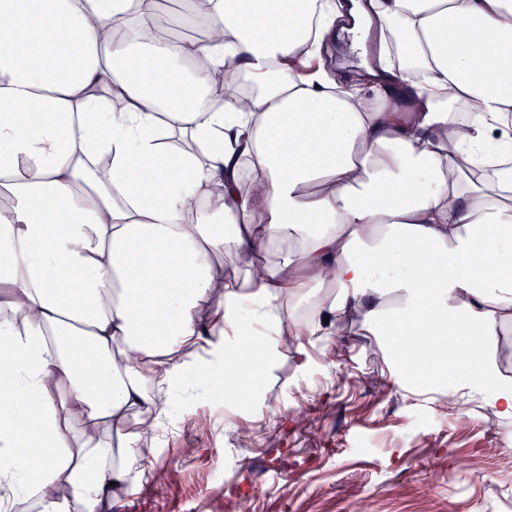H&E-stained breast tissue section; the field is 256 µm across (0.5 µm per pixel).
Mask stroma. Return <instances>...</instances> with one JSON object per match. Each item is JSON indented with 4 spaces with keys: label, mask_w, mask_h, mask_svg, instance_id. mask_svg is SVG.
Returning a JSON list of instances; mask_svg holds the SVG:
<instances>
[{
    "label": "stroma",
    "mask_w": 512,
    "mask_h": 512,
    "mask_svg": "<svg viewBox=\"0 0 512 512\" xmlns=\"http://www.w3.org/2000/svg\"><path fill=\"white\" fill-rule=\"evenodd\" d=\"M282 347L262 405L176 392L146 465L103 512H512V419L403 374L360 322Z\"/></svg>",
    "instance_id": "1"
}]
</instances>
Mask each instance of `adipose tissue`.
I'll return each instance as SVG.
<instances>
[{
  "label": "adipose tissue",
  "instance_id": "adipose-tissue-1",
  "mask_svg": "<svg viewBox=\"0 0 512 512\" xmlns=\"http://www.w3.org/2000/svg\"><path fill=\"white\" fill-rule=\"evenodd\" d=\"M207 3L206 40L141 41L110 31L153 0H0V512H99L191 369L256 400L328 322L416 375L465 344L512 418V0ZM347 17L366 91L294 65ZM502 341H508L512 347V333L506 336H498L496 344L492 347L489 352V356L495 364L501 378L505 381L512 380V355L503 357L501 350Z\"/></svg>",
  "mask_w": 512,
  "mask_h": 512
}]
</instances>
